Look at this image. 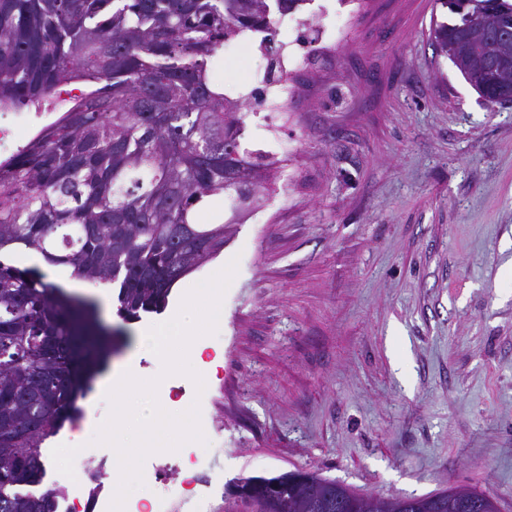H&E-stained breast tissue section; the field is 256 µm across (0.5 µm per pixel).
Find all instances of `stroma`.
<instances>
[{
    "instance_id": "35a3bbf8",
    "label": "stroma",
    "mask_w": 512,
    "mask_h": 512,
    "mask_svg": "<svg viewBox=\"0 0 512 512\" xmlns=\"http://www.w3.org/2000/svg\"><path fill=\"white\" fill-rule=\"evenodd\" d=\"M440 0H311L279 40L319 27L330 47L294 73L288 111L246 114L242 144L279 151L290 179L169 309L237 261L223 356L197 391L208 441L172 512H224L241 477L316 471L387 500L451 487L512 512V105H488L436 55ZM224 91L248 93L264 56L229 42Z\"/></svg>"
}]
</instances>
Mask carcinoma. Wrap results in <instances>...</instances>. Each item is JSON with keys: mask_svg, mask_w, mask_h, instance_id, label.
<instances>
[{"mask_svg": "<svg viewBox=\"0 0 512 512\" xmlns=\"http://www.w3.org/2000/svg\"><path fill=\"white\" fill-rule=\"evenodd\" d=\"M307 0H0V111L83 95L0 161V512H56L36 494L43 445L79 411L112 350L95 299L9 255L39 254L74 279L119 285L118 313H160L173 286L224 249L232 221L203 224L216 197L232 215L277 190L278 167L242 146L246 101L209 73L245 31L274 44V18ZM457 16L431 32L483 100L512 103V0H443ZM252 512H395L311 471L269 478Z\"/></svg>", "mask_w": 512, "mask_h": 512, "instance_id": "cac0c4a2", "label": "carcinoma"}]
</instances>
